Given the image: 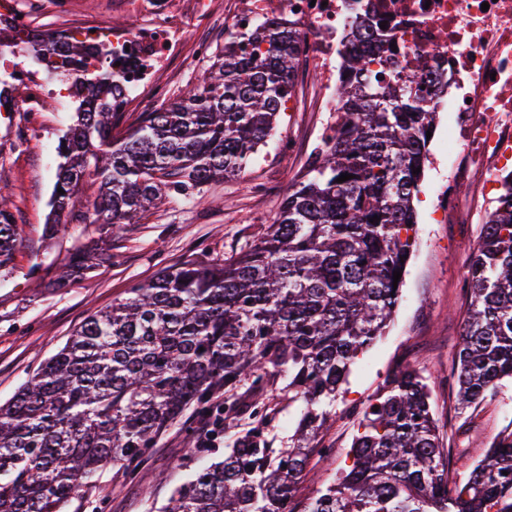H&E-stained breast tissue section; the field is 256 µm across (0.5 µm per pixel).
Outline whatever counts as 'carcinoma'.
Here are the masks:
<instances>
[{
    "label": "carcinoma",
    "mask_w": 512,
    "mask_h": 512,
    "mask_svg": "<svg viewBox=\"0 0 512 512\" xmlns=\"http://www.w3.org/2000/svg\"><path fill=\"white\" fill-rule=\"evenodd\" d=\"M358 45L337 86L336 137L291 184L263 239L236 257L161 269L77 328L0 404V512H62L108 466L133 477L160 435L190 410L219 433L247 420L224 460L199 467L164 512H512V423L480 461L448 485L431 396L411 365L389 375L357 418L352 465L304 510L294 499L311 446L336 417L350 366L381 336L397 307L416 224L414 197L436 112L414 79L384 82L389 59L369 13L356 16ZM299 33L266 23L230 30L202 82L142 112L124 133L123 89L80 42L42 40L61 57L77 102L76 124L57 146L45 232L78 222L100 230L140 222L185 191L230 177L272 135L301 67ZM350 174L342 183L336 179ZM98 194L78 209L81 181ZM378 220L369 222L372 217ZM17 224L0 196V273L11 269ZM112 263L107 250L74 248L76 271ZM470 302L452 372L459 409L493 400L512 380V175L466 264ZM283 381L302 403L287 445L273 447L270 402L245 404Z\"/></svg>",
    "instance_id": "carcinoma-1"
}]
</instances>
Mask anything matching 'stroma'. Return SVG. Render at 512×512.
<instances>
[{"instance_id": "35a3bbf8", "label": "stroma", "mask_w": 512, "mask_h": 512, "mask_svg": "<svg viewBox=\"0 0 512 512\" xmlns=\"http://www.w3.org/2000/svg\"><path fill=\"white\" fill-rule=\"evenodd\" d=\"M197 32H189L183 61L161 75L167 98L184 95L212 63L195 57ZM74 98H62L56 112L22 119L0 112V193L8 196L21 240L11 272L0 277V401L13 396L40 364L62 348L90 315L127 297L133 286L151 280L162 268L188 259L213 263L238 255L257 242L272 223L289 186L306 172L317 152L319 131L335 123L332 112H283L271 138L254 161L237 175L203 186L194 201L171 197L141 223L102 233L84 224L48 238L44 228L60 158L57 146L73 125ZM458 124L452 112L439 113L428 145L425 177L414 205L418 214L415 245L408 261L402 298L385 336L351 365L336 405V420L317 437L330 449L328 460L312 457L310 477L299 480L295 499L306 503L341 468L351 465L354 418L383 381L399 366L413 363L430 379L432 406L442 447L459 466L479 461L493 436L512 423V385L492 402L460 411L456 388L437 375L451 374L469 299L464 267L495 209L477 173H460L448 135ZM453 191L456 221L441 223L440 193ZM100 238L112 248V263L70 279L53 281L66 268L73 246ZM193 414L158 440L138 477L104 469L96 484L78 492L64 512H160L172 490L197 462L223 459V448L199 455L186 446L185 426Z\"/></svg>"}]
</instances>
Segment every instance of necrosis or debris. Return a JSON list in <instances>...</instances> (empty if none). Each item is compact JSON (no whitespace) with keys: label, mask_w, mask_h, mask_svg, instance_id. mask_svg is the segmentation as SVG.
I'll list each match as a JSON object with an SVG mask.
<instances>
[{"label":"necrosis or debris","mask_w":512,"mask_h":512,"mask_svg":"<svg viewBox=\"0 0 512 512\" xmlns=\"http://www.w3.org/2000/svg\"><path fill=\"white\" fill-rule=\"evenodd\" d=\"M389 41L380 53H394L403 75L414 61L443 69L446 83L426 86L423 94L438 112L459 116L453 151L466 157L477 148L484 160L482 188L499 190L501 172L512 168V0H368ZM350 0H224V26L252 27L275 22L300 31V54L320 77L312 90L315 109L336 111V80L341 53L353 29ZM215 0H131V21L121 25L80 24L64 30L67 38L105 45L123 81L126 98L140 100L160 92L158 75L179 56L188 26L206 27ZM14 36L0 40V62L8 63L10 83L25 86L19 112L50 109L45 76L17 65L33 42L29 18L17 0H0V19Z\"/></svg>","instance_id":"4bbe7bcc"}]
</instances>
